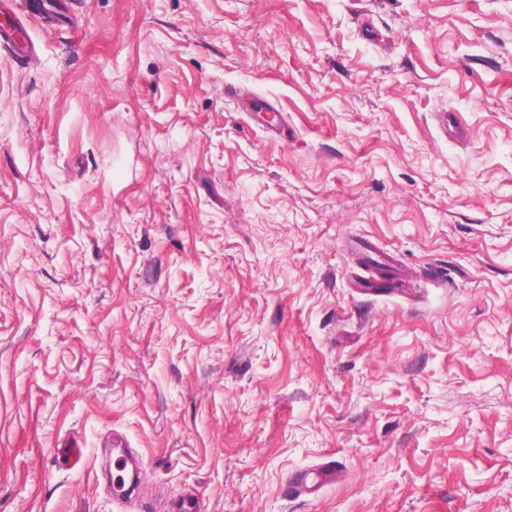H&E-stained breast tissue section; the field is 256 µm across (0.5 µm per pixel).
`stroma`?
<instances>
[{
    "mask_svg": "<svg viewBox=\"0 0 512 512\" xmlns=\"http://www.w3.org/2000/svg\"><path fill=\"white\" fill-rule=\"evenodd\" d=\"M25 36L0 512H512V0H69ZM369 244L409 293L356 287ZM314 474V476H311ZM336 476V470L329 465L316 470V472H304L292 477L288 481L285 489L288 497L310 495L319 491L323 486L333 483Z\"/></svg>",
    "mask_w": 512,
    "mask_h": 512,
    "instance_id": "obj_1",
    "label": "stroma"
}]
</instances>
